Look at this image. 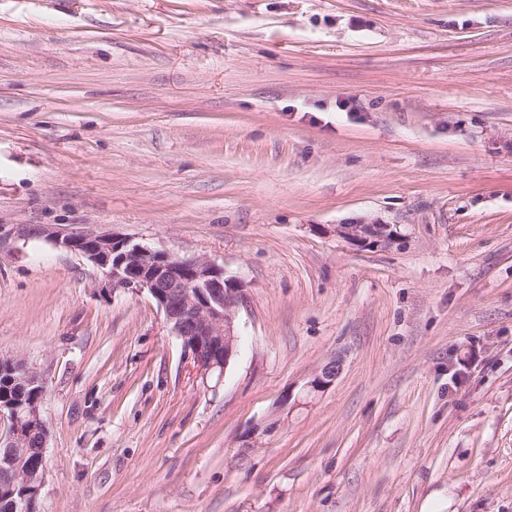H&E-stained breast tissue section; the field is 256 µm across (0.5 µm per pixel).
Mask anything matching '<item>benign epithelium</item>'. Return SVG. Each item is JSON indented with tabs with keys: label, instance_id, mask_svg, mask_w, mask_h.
<instances>
[{
	"label": "benign epithelium",
	"instance_id": "1",
	"mask_svg": "<svg viewBox=\"0 0 512 512\" xmlns=\"http://www.w3.org/2000/svg\"><path fill=\"white\" fill-rule=\"evenodd\" d=\"M336 234L361 247L390 248L397 241L385 224H340ZM49 239L99 269L103 279L98 287L110 296L147 292L181 340L192 369L203 376L224 375L236 352L234 321L243 297L241 281L225 277L224 268L203 258L174 256L110 233L51 234ZM341 370V358L329 359L307 383L309 391L327 389ZM40 403L21 399L0 405V416L10 422L0 435V484L19 481L30 493L28 498L0 501L6 512H30L42 485L46 426Z\"/></svg>",
	"mask_w": 512,
	"mask_h": 512
}]
</instances>
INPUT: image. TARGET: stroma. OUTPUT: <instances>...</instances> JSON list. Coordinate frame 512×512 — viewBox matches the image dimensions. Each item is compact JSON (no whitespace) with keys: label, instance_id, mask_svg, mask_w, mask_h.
I'll list each match as a JSON object with an SVG mask.
<instances>
[{"label":"stroma","instance_id":"obj_1","mask_svg":"<svg viewBox=\"0 0 512 512\" xmlns=\"http://www.w3.org/2000/svg\"><path fill=\"white\" fill-rule=\"evenodd\" d=\"M46 229L240 280L224 375ZM1 360L37 512H512V0H0ZM336 233L345 241L361 247L391 248L397 241L386 224H340ZM342 359L333 357L326 361L313 374L307 387L310 392H320L330 387L342 370ZM15 366L9 363L0 364V404L2 402H17L0 405V416H6L10 425L5 434L0 435V447L3 448V455L0 464V484H13L21 480L23 486L27 487V494L19 499L0 501L4 505V512H26L32 510L33 503L39 494L43 480V461L46 448V426L43 420L40 403L41 394L36 388H28L25 391L18 387L19 384L12 382L11 376L16 377ZM38 398L37 400H35ZM34 400V401H30ZM37 442L38 459L31 466H23L30 448L31 441Z\"/></svg>","mask_w":512,"mask_h":512}]
</instances>
